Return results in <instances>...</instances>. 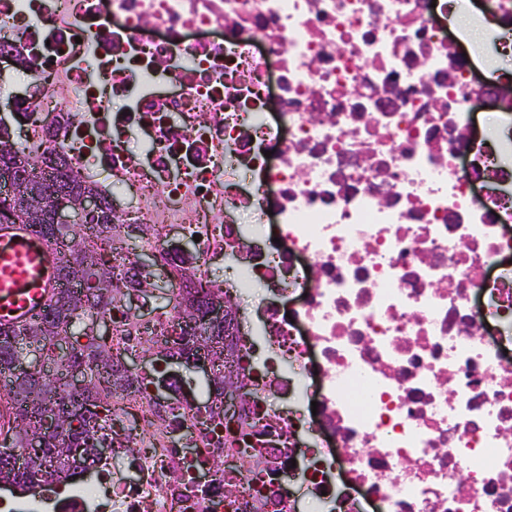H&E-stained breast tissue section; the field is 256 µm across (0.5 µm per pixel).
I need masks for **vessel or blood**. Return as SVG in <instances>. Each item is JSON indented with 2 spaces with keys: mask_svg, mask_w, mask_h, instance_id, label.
<instances>
[{
  "mask_svg": "<svg viewBox=\"0 0 512 512\" xmlns=\"http://www.w3.org/2000/svg\"><path fill=\"white\" fill-rule=\"evenodd\" d=\"M61 286L55 246L27 224H0V326L18 328L43 314Z\"/></svg>",
  "mask_w": 512,
  "mask_h": 512,
  "instance_id": "vessel-or-blood-1",
  "label": "vessel or blood"
}]
</instances>
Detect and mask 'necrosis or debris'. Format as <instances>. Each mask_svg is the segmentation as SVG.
Masks as SVG:
<instances>
[{
    "label": "necrosis or debris",
    "instance_id": "1",
    "mask_svg": "<svg viewBox=\"0 0 512 512\" xmlns=\"http://www.w3.org/2000/svg\"><path fill=\"white\" fill-rule=\"evenodd\" d=\"M463 7L0 0L13 142L120 203L175 300L205 286L236 392L113 393L38 507L512 512V123H474L512 86L448 38ZM156 294L119 289L118 360L179 336Z\"/></svg>",
    "mask_w": 512,
    "mask_h": 512
}]
</instances>
